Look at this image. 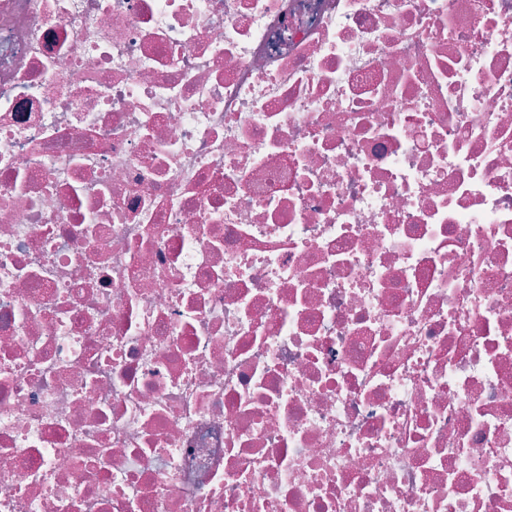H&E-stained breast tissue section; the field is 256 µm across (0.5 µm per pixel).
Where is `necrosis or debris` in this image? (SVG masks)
<instances>
[{"label":"necrosis or debris","mask_w":512,"mask_h":512,"mask_svg":"<svg viewBox=\"0 0 512 512\" xmlns=\"http://www.w3.org/2000/svg\"><path fill=\"white\" fill-rule=\"evenodd\" d=\"M0 512H512V0H0Z\"/></svg>","instance_id":"obj_1"}]
</instances>
